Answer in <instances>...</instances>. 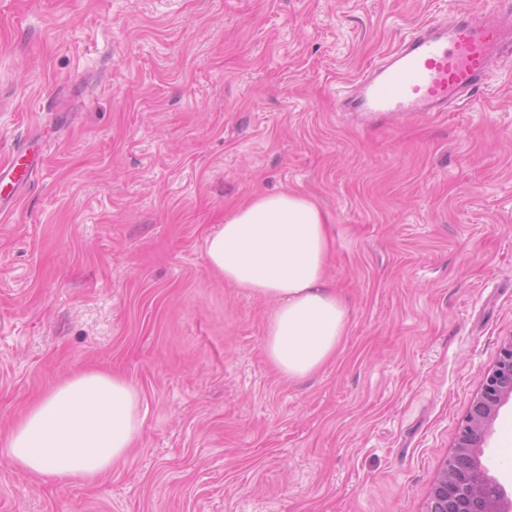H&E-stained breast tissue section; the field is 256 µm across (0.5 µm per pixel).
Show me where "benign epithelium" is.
<instances>
[{
    "mask_svg": "<svg viewBox=\"0 0 512 512\" xmlns=\"http://www.w3.org/2000/svg\"><path fill=\"white\" fill-rule=\"evenodd\" d=\"M511 399L512 339L483 374L479 391L458 427L454 451L429 491L425 512H512V498L483 463L490 431Z\"/></svg>",
    "mask_w": 512,
    "mask_h": 512,
    "instance_id": "7a95c632",
    "label": "benign epithelium"
}]
</instances>
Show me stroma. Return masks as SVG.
Masks as SVG:
<instances>
[{"mask_svg": "<svg viewBox=\"0 0 512 512\" xmlns=\"http://www.w3.org/2000/svg\"><path fill=\"white\" fill-rule=\"evenodd\" d=\"M463 0H0V438L83 370L142 393L96 484L0 462V512H424L512 339V61L458 108L363 126L337 96ZM330 216L350 310L303 380L273 301L211 272L207 234L262 192ZM512 401L485 461L512 495ZM34 172L33 167L25 169L20 174H13L11 170L0 168V187L3 183L12 181L11 189L7 193H0V212L3 213L5 209L15 202L17 197L18 188L26 184ZM13 179V180H12Z\"/></svg>", "mask_w": 512, "mask_h": 512, "instance_id": "obj_1", "label": "stroma"}]
</instances>
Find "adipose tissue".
<instances>
[{"label": "adipose tissue", "mask_w": 512, "mask_h": 512, "mask_svg": "<svg viewBox=\"0 0 512 512\" xmlns=\"http://www.w3.org/2000/svg\"><path fill=\"white\" fill-rule=\"evenodd\" d=\"M327 218L304 193L261 195L234 209L205 239L207 266L235 287L273 300L265 350L301 380L336 352L350 312L326 278ZM141 394L126 377L86 370L51 387L0 441V460L51 482H93L128 456L141 431Z\"/></svg>", "instance_id": "1"}]
</instances>
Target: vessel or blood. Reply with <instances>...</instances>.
Here are the masks:
<instances>
[{
  "mask_svg": "<svg viewBox=\"0 0 512 512\" xmlns=\"http://www.w3.org/2000/svg\"><path fill=\"white\" fill-rule=\"evenodd\" d=\"M512 57V7L491 0L455 12L448 20L420 25L338 98V109L358 118L404 125L448 108L481 87L492 68ZM0 168V212L15 202L32 176Z\"/></svg>",
  "mask_w": 512,
  "mask_h": 512,
  "instance_id": "obj_1",
  "label": "vessel or blood"
}]
</instances>
